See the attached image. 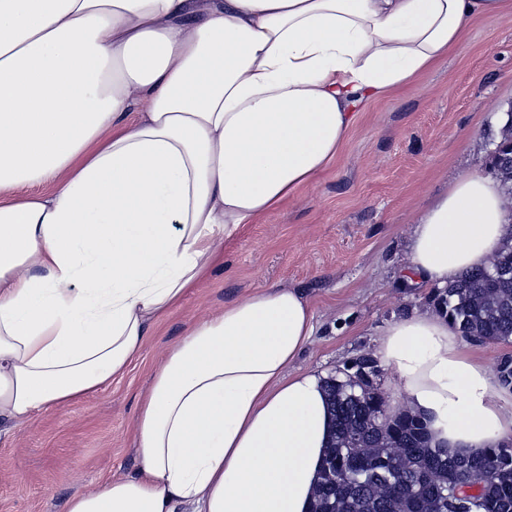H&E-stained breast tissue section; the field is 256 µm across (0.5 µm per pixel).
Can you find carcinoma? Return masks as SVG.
<instances>
[{"label":"carcinoma","mask_w":512,"mask_h":512,"mask_svg":"<svg viewBox=\"0 0 512 512\" xmlns=\"http://www.w3.org/2000/svg\"><path fill=\"white\" fill-rule=\"evenodd\" d=\"M430 301L460 336L512 343V238L490 267L432 289ZM376 360L361 355L325 381L334 438L311 512H512V445L480 458L450 457L432 444L424 418L403 409L383 413ZM496 382L512 387V358L501 360ZM492 470L485 481L481 474ZM467 484L457 498L450 484Z\"/></svg>","instance_id":"obj_1"}]
</instances>
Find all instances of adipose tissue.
<instances>
[{
  "mask_svg": "<svg viewBox=\"0 0 512 512\" xmlns=\"http://www.w3.org/2000/svg\"><path fill=\"white\" fill-rule=\"evenodd\" d=\"M512 0H0V427L122 375L152 328L341 153L361 112L406 92L469 20ZM143 112H136V105ZM38 193L19 194L24 185ZM512 235L471 174L410 237L409 283L445 287ZM309 301L267 286L192 325L154 368L132 476L67 512H309L332 420L288 375ZM375 357L433 443L512 440V391L438 312L390 323Z\"/></svg>",
  "mask_w": 512,
  "mask_h": 512,
  "instance_id": "ef3b65f1",
  "label": "adipose tissue"
}]
</instances>
